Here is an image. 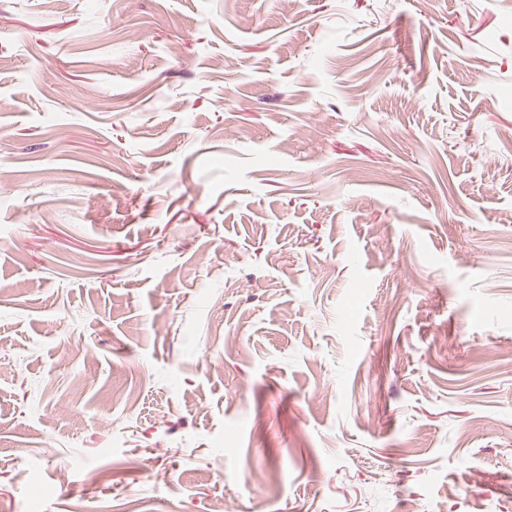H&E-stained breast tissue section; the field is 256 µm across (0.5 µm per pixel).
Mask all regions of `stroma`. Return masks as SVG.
<instances>
[{"mask_svg":"<svg viewBox=\"0 0 512 512\" xmlns=\"http://www.w3.org/2000/svg\"><path fill=\"white\" fill-rule=\"evenodd\" d=\"M507 128L512 0H0V512H512Z\"/></svg>","mask_w":512,"mask_h":512,"instance_id":"1","label":"stroma"}]
</instances>
